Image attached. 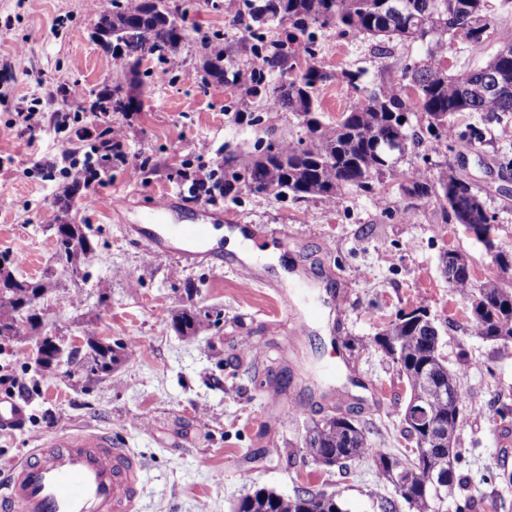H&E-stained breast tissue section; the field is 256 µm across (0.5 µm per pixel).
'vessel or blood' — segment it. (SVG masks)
<instances>
[{
	"instance_id": "vessel-or-blood-1",
	"label": "vessel or blood",
	"mask_w": 512,
	"mask_h": 512,
	"mask_svg": "<svg viewBox=\"0 0 512 512\" xmlns=\"http://www.w3.org/2000/svg\"><path fill=\"white\" fill-rule=\"evenodd\" d=\"M137 243L151 253L191 262L212 245V224L182 222L177 202L166 196L141 215ZM25 414L14 395H0V426ZM142 465L111 433L76 429L45 433L29 458L13 462L0 483V512H135Z\"/></svg>"
}]
</instances>
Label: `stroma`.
<instances>
[{
	"mask_svg": "<svg viewBox=\"0 0 512 512\" xmlns=\"http://www.w3.org/2000/svg\"><path fill=\"white\" fill-rule=\"evenodd\" d=\"M170 5L189 33L178 51L181 69L146 57L140 109L103 114L90 111L93 94L122 80L95 39L110 0L95 7L89 0H0V58L21 44L29 66L0 84V254L29 257L14 267L16 279L48 281L42 332L80 356L90 329L99 341L125 345L111 376L88 383L73 364L38 373L31 343L0 340V392L15 395L26 410L23 421L0 428V463L23 457L47 431L108 429L143 464L137 512H236L254 490L290 495L303 487L337 494L346 512H383L387 500L410 512L370 457L325 468L300 458L306 425L339 402L354 410L371 447L407 448L408 385L373 338L397 315L423 305L466 395L456 440L460 494L481 502L492 494L512 498V486L496 479L512 471V426L496 414L501 403L512 404V345L470 333L466 303L449 287L440 258L448 250L465 254L477 284L499 270L461 225L442 222L435 200L421 201L415 222L405 223L399 214L407 202L393 181L341 202L241 191L219 207L224 226L252 225L256 245L281 252L279 263L260 260L250 289L216 257L189 265L151 255L125 231L123 211L109 207L113 199L126 198L141 213L170 193L180 198L182 215L198 216L204 203L183 184L181 169L209 171L222 165L226 150L248 156L258 143L305 134L296 116L268 111L242 83L202 82L199 34L227 35L247 69L257 64L251 40L209 0ZM420 55L416 43L381 52L375 40L324 31L320 61L335 78L318 90L323 121L339 120L359 89L379 82L384 67ZM356 69L364 75L355 89L340 74ZM60 105L78 116L65 144L51 117ZM34 108L41 123L24 146L16 122ZM113 124L123 128L126 163H112L89 184L80 166L60 170L63 145L84 154ZM454 125L471 145L445 158L421 145L399 167L448 160L496 214V245L512 250V140L499 136L512 126V114L487 119L466 112ZM199 140L210 146L201 161L193 153ZM73 182L78 190L61 210L57 198ZM63 220L94 234L74 271L57 259L54 227ZM182 307L204 315L197 335L173 329L171 318ZM301 322L307 332L295 334ZM200 456L208 467H197Z\"/></svg>",
	"mask_w": 512,
	"mask_h": 512,
	"instance_id": "obj_1",
	"label": "stroma"
}]
</instances>
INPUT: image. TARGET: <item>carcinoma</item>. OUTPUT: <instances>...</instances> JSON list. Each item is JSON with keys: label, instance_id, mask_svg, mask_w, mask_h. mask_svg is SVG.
<instances>
[{"label": "carcinoma", "instance_id": "obj_1", "mask_svg": "<svg viewBox=\"0 0 512 512\" xmlns=\"http://www.w3.org/2000/svg\"><path fill=\"white\" fill-rule=\"evenodd\" d=\"M288 25L283 40H266L263 26L270 22ZM236 22L250 32L251 51L259 63L247 76L249 94L286 109L297 116L306 138L283 139L267 145L251 158L234 151L224 155V197L245 189L254 193L290 195L295 201L321 198L339 201L347 194L371 192L387 180L398 182L401 193L411 201L435 199L442 220L472 226L483 243L495 230L496 216L478 190L448 167L432 171L416 166L398 169L408 145L422 139L410 132L411 116L420 115L434 146L448 148V129L460 112L498 116L512 112V40L497 38L495 54L482 66L455 74L443 65L442 47L459 40L477 49L496 33L488 0H240ZM336 29L343 34L362 35L372 40L419 43L426 47L417 61L382 77L349 107L336 123H325L319 115L316 91L333 79L319 62L317 33ZM97 43L115 60L122 73L133 76L129 90L116 85L91 104L93 112H132L141 105L138 80L143 60L155 55L163 60L174 55L188 37L177 22L169 0H112V9L100 14ZM203 61L202 79L224 82L240 75L235 56L224 49V36L203 35L197 40ZM283 80L271 87L267 75ZM66 267L77 266L91 250L90 230L78 225L54 227ZM502 275L475 286L467 257L459 252L443 254L448 283L469 303L471 333L512 344V251L497 253ZM12 264L0 257V338L22 339L35 350V365L42 371L56 369L45 355L47 342L35 334L41 314L30 310V296L44 294L47 283L19 281ZM426 307L401 313L390 324L394 348L385 353L406 378L410 396L424 399L448 434L456 435L463 419V398L456 373L448 369L440 352L439 332L421 321ZM174 328L192 336L201 324L199 315L187 308L175 312ZM80 365L84 378L92 382L112 374L123 346L102 344L89 336ZM415 448L400 454L373 448L365 431L341 412L315 421L307 428L303 464L324 457L336 465L355 457H371L378 475L389 484L402 476L406 492L401 495L412 512H437V501L454 493L461 454L448 456V446L425 436L412 438ZM238 512H346L333 493L301 488L292 496L258 489L241 500Z\"/></svg>", "mask_w": 512, "mask_h": 512}]
</instances>
